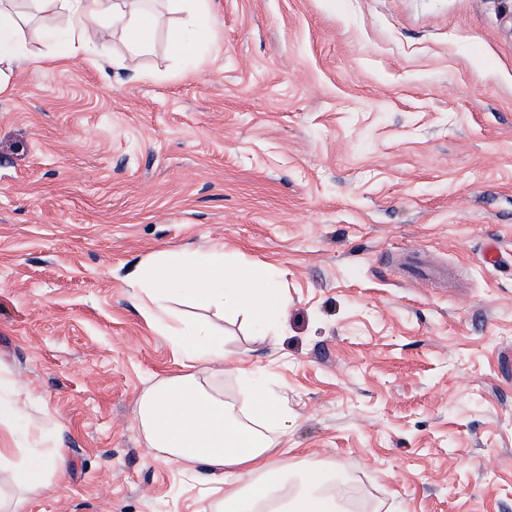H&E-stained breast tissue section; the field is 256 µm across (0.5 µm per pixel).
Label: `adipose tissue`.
<instances>
[{
    "mask_svg": "<svg viewBox=\"0 0 512 512\" xmlns=\"http://www.w3.org/2000/svg\"><path fill=\"white\" fill-rule=\"evenodd\" d=\"M188 14L169 41L189 58L212 34L208 0H172ZM70 20L60 38L61 55L77 45L121 33L131 50L150 49L164 19L142 0H0V76L28 57L23 18L48 10ZM147 320L168 336L182 356L180 371L158 379L140 396L136 419L148 447L195 475L203 486L196 512H346V476L336 465L295 469L282 462L288 433V401L252 371H236L239 392L226 398L224 338L207 321L189 320L175 304L187 300L219 314L244 315L255 339L277 336L288 315V296L256 261L228 265L223 255L167 251L131 275ZM28 396L0 366V429L14 432ZM68 464L64 449L0 448V474L12 489L0 495V512H23L30 494L54 487Z\"/></svg>",
    "mask_w": 512,
    "mask_h": 512,
    "instance_id": "1",
    "label": "adipose tissue"
}]
</instances>
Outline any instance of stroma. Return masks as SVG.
Wrapping results in <instances>:
<instances>
[{
    "mask_svg": "<svg viewBox=\"0 0 512 512\" xmlns=\"http://www.w3.org/2000/svg\"><path fill=\"white\" fill-rule=\"evenodd\" d=\"M194 59L121 34L0 93V363L70 466L24 512H194L146 385L182 368L128 279L166 250L265 263L280 336L207 312L350 512H512V0H212ZM496 243L497 263L483 258Z\"/></svg>",
    "mask_w": 512,
    "mask_h": 512,
    "instance_id": "35a3bbf8",
    "label": "stroma"
}]
</instances>
